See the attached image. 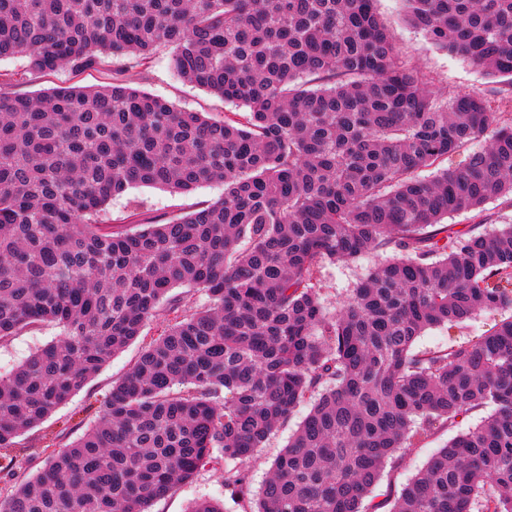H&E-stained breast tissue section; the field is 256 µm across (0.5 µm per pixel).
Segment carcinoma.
Wrapping results in <instances>:
<instances>
[{"mask_svg":"<svg viewBox=\"0 0 512 512\" xmlns=\"http://www.w3.org/2000/svg\"><path fill=\"white\" fill-rule=\"evenodd\" d=\"M404 2L436 49L512 93V0ZM162 48L241 111L216 119L131 86ZM14 56L33 75L109 63L111 81L0 91V343L62 330L0 372V450L160 309L173 318L0 512H148L218 461L245 498V463L308 401L246 512H512V224L483 215L512 208V113L430 90L375 0H0V59ZM214 182L221 197L167 223L100 222L134 186ZM457 211L477 222L443 223ZM366 254L377 262L328 311L318 269ZM176 288L205 302L187 309ZM484 312L507 317L415 350ZM477 410L489 414L377 500L401 450ZM504 315L498 312L482 313L476 319L468 322V328L463 333L455 332L448 336V330L445 328H433L427 330L423 336H420L415 344V349L429 350L452 343H463L472 340L481 335L484 331L498 323Z\"/></svg>","mask_w":512,"mask_h":512,"instance_id":"cac0c4a2","label":"carcinoma"}]
</instances>
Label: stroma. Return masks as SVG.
<instances>
[{"label": "stroma", "mask_w": 512, "mask_h": 512, "mask_svg": "<svg viewBox=\"0 0 512 512\" xmlns=\"http://www.w3.org/2000/svg\"><path fill=\"white\" fill-rule=\"evenodd\" d=\"M376 9L389 26L402 59L426 72L434 91L443 95H457L472 91L483 92L493 111L511 112L512 103L501 93L499 80L488 78L483 72L461 56L434 49L423 35L403 20L402 0H377ZM24 59L0 60V73H24L22 81L10 84L14 93L34 95L57 86L78 84L97 86L108 80L105 70H87L81 73L63 67L48 74L31 75L24 72ZM132 86L164 98L175 105L207 112L215 117L223 116L228 107L219 98L182 81L172 70L167 51H158L147 68L130 73ZM223 185L212 184L197 188L188 194H173L153 187H133L124 195L113 198L103 217L107 224H124L135 228L145 221L164 223L179 217L196 207L219 198ZM374 262L373 256H365L349 263L325 265L318 275L320 297L328 310H335L347 294L365 277ZM500 313L486 312L469 321L463 332L448 333L444 328L427 330L415 344L416 349L429 350L452 343H463L481 335L498 323ZM56 327L41 325L28 329L10 341L0 344V371L13 369L31 352L57 338ZM141 345L133 343L124 352L113 357L91 380L66 404L47 419L40 427L25 432L20 441L31 451L30 460L22 468L23 474L39 470L46 457L48 444L64 446L79 437L96 421L112 390L114 381L125 375L138 356ZM308 406H301L287 424L280 427L248 462L247 469L252 490H259L265 481L273 461L283 451L289 437L307 415ZM447 431L435 432L417 447L406 449L398 465L386 468L376 489L378 495L400 491L408 480L421 470L429 458L450 439ZM200 499H212L224 506V512H242V503L231 488L224 485L223 464L200 468L192 480L180 484L167 497L151 505V512H186Z\"/></svg>", "instance_id": "1"}]
</instances>
